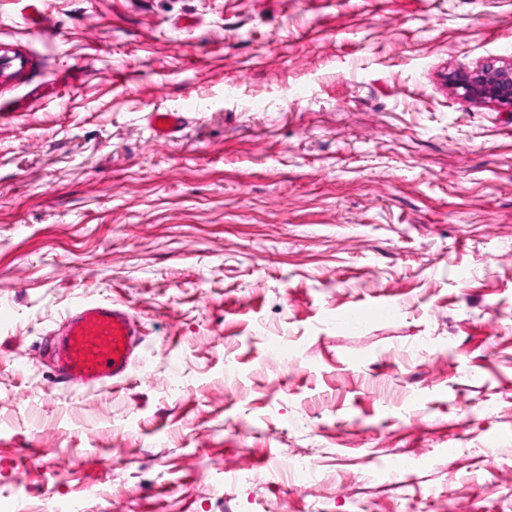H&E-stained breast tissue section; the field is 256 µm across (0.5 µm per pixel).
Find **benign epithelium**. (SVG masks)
<instances>
[{
  "instance_id": "obj_1",
  "label": "benign epithelium",
  "mask_w": 512,
  "mask_h": 512,
  "mask_svg": "<svg viewBox=\"0 0 512 512\" xmlns=\"http://www.w3.org/2000/svg\"><path fill=\"white\" fill-rule=\"evenodd\" d=\"M448 84L456 90H462L461 96L466 99L512 112V66H500L494 58L470 70L448 73Z\"/></svg>"
}]
</instances>
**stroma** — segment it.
<instances>
[{
	"instance_id": "1",
	"label": "stroma",
	"mask_w": 512,
	"mask_h": 512,
	"mask_svg": "<svg viewBox=\"0 0 512 512\" xmlns=\"http://www.w3.org/2000/svg\"><path fill=\"white\" fill-rule=\"evenodd\" d=\"M25 4L0 0V512H512V112L447 79L512 63V0ZM84 300L143 330L102 389L43 351ZM395 455L420 464L372 478ZM298 456L306 489L270 471ZM186 124L185 113L177 111H156L149 115V125L156 140H173Z\"/></svg>"
}]
</instances>
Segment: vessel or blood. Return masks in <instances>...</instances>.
Masks as SVG:
<instances>
[{
  "instance_id": "vessel-or-blood-1",
  "label": "vessel or blood",
  "mask_w": 512,
  "mask_h": 512,
  "mask_svg": "<svg viewBox=\"0 0 512 512\" xmlns=\"http://www.w3.org/2000/svg\"><path fill=\"white\" fill-rule=\"evenodd\" d=\"M186 124L184 113L156 111L149 125L158 140L175 139ZM63 336L51 346L61 378L87 386L121 380L135 362L140 329L127 310L108 305H81L62 325Z\"/></svg>"
}]
</instances>
